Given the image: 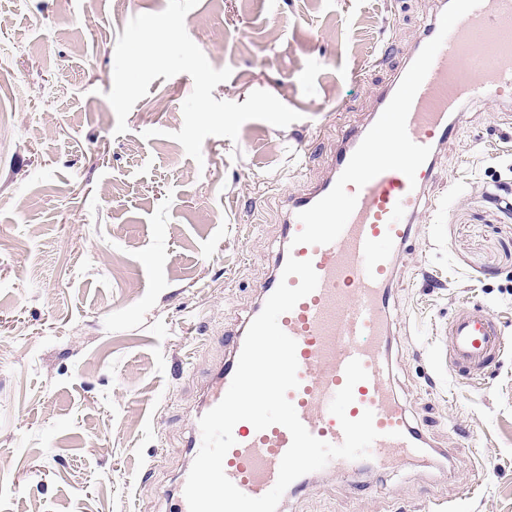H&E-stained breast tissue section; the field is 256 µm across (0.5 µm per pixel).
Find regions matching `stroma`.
<instances>
[{
    "mask_svg": "<svg viewBox=\"0 0 512 512\" xmlns=\"http://www.w3.org/2000/svg\"><path fill=\"white\" fill-rule=\"evenodd\" d=\"M168 0H0V512H166L190 418L285 247V194L323 181L375 85L439 0H199L185 28L215 99L300 113L245 122L195 161L172 132L194 83L157 77L116 134L114 50ZM156 130L147 139L146 130ZM396 256L395 397L429 443L395 468L311 476L278 512H512V106L478 100ZM479 308L507 349L448 379V323Z\"/></svg>",
    "mask_w": 512,
    "mask_h": 512,
    "instance_id": "stroma-1",
    "label": "stroma"
}]
</instances>
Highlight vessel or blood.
<instances>
[{"label": "vessel or blood", "mask_w": 512, "mask_h": 512, "mask_svg": "<svg viewBox=\"0 0 512 512\" xmlns=\"http://www.w3.org/2000/svg\"><path fill=\"white\" fill-rule=\"evenodd\" d=\"M512 94V0H447L400 76L380 90L372 125L356 129L335 153L331 174L319 185L290 194L282 224L286 249L264 285L271 295L288 258L311 261L315 291L279 318L297 343V388L287 394L305 428L341 444L344 435L330 403L344 386L345 367L360 360L367 380L353 389L349 419L374 414L379 436L370 462L390 467L425 448L394 395L389 373V291L395 254L411 238L423 209L424 190L438 177L436 156L456 133L462 103ZM245 335L227 333L230 349L206 390L205 409L226 394ZM502 328L489 312L463 309L448 324V374L485 378L506 348ZM235 444L223 468L244 494L260 497L275 485L291 434L275 424L259 431L247 421L233 428Z\"/></svg>", "instance_id": "b4317fda"}]
</instances>
